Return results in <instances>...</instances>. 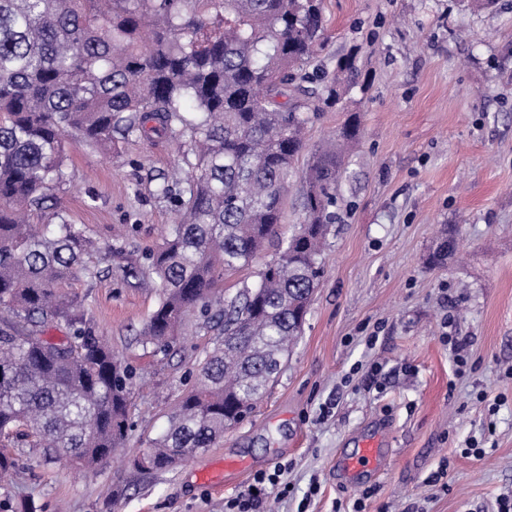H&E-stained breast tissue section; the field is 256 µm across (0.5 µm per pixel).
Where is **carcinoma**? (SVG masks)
I'll use <instances>...</instances> for the list:
<instances>
[{"label":"carcinoma","instance_id":"cac0c4a2","mask_svg":"<svg viewBox=\"0 0 512 512\" xmlns=\"http://www.w3.org/2000/svg\"><path fill=\"white\" fill-rule=\"evenodd\" d=\"M324 43L321 0H0V442L48 448L94 468L128 436L132 372L67 291L97 275L99 250L60 219L29 217L64 181L66 145L117 154L128 137L190 146L175 224L147 268L156 309L143 346L166 352L224 273L250 266L282 224L309 99L336 101L296 72ZM317 149L302 174L304 224L258 283L224 298L217 345L168 417L141 471L165 472L212 447L263 399L298 337L318 284L343 150ZM64 328L66 335L50 336Z\"/></svg>","mask_w":512,"mask_h":512}]
</instances>
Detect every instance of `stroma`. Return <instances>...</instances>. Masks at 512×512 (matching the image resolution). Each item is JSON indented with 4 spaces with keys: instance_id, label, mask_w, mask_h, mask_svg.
<instances>
[{
    "instance_id": "stroma-1",
    "label": "stroma",
    "mask_w": 512,
    "mask_h": 512,
    "mask_svg": "<svg viewBox=\"0 0 512 512\" xmlns=\"http://www.w3.org/2000/svg\"><path fill=\"white\" fill-rule=\"evenodd\" d=\"M328 41L307 73L350 58L340 102L311 115L308 148L360 121L336 187L338 205L303 334L263 400L223 440L186 464L144 473L130 464L211 351L217 328L192 316L168 354L138 332L158 291L126 276L173 221L164 179L187 145L120 142L119 162L67 146L54 212L101 247L96 278L73 291L135 372L124 449L90 470L15 447L0 512H224L253 477L288 468V495L268 512H497L512 495V0H323ZM454 229L444 265L429 257ZM464 345L457 368L448 336ZM382 431L389 456L375 477L342 473L339 454ZM480 448L483 458L471 456ZM227 461L221 487L204 471Z\"/></svg>"
}]
</instances>
